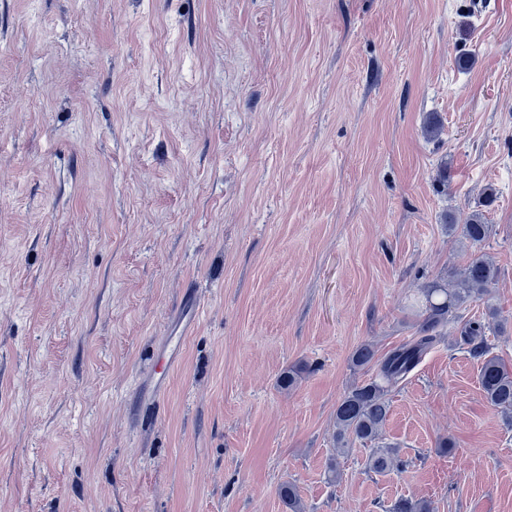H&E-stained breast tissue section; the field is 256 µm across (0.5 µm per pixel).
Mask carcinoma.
<instances>
[{"label": "carcinoma", "mask_w": 512, "mask_h": 512, "mask_svg": "<svg viewBox=\"0 0 512 512\" xmlns=\"http://www.w3.org/2000/svg\"><path fill=\"white\" fill-rule=\"evenodd\" d=\"M445 223L451 231L461 228L464 238L472 245L482 246L488 240L489 225L479 212L470 214L462 225L458 224L456 214L450 212L445 215ZM499 276L500 268L493 258L478 251L452 280L446 283L433 280L421 288L422 308L415 339L391 350L379 361L375 360V352L369 344L355 350L351 357L352 366L366 367L375 362L380 380L350 386L338 402L334 414L337 450L342 451L356 442L369 444L370 471L384 473L404 467L395 450L380 443L390 412L388 388L413 371L434 343L439 330L460 320L458 311L464 305L484 299ZM461 336L468 352L480 362L479 380L487 403L512 425V370L494 355L486 339L484 321L479 318L466 320ZM281 498L289 512H304L294 486H283ZM390 512H435V508L426 500L401 499L392 505Z\"/></svg>", "instance_id": "cac0c4a2"}]
</instances>
